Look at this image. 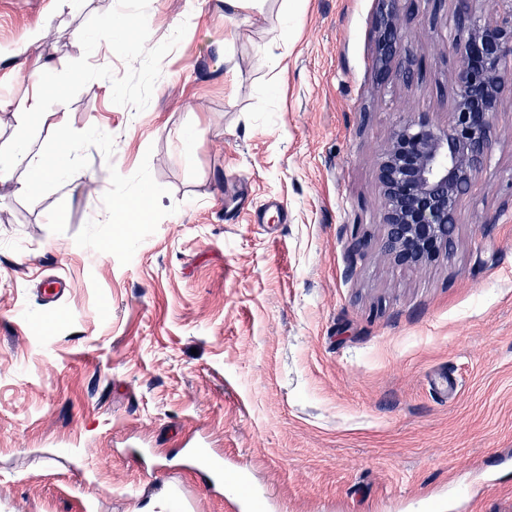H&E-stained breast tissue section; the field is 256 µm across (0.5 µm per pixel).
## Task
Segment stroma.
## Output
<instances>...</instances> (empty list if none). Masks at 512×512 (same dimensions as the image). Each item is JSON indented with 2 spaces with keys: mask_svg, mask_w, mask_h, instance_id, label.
Wrapping results in <instances>:
<instances>
[{
  "mask_svg": "<svg viewBox=\"0 0 512 512\" xmlns=\"http://www.w3.org/2000/svg\"><path fill=\"white\" fill-rule=\"evenodd\" d=\"M380 8L0 0V72L53 29L39 78L0 83V146L41 85L32 130L77 149L37 194L0 182V512H169L174 487L227 512L197 448L257 512H512V93L453 252L389 265L378 158L404 113L448 121L454 4L404 0L414 88L377 77ZM113 18L120 47L87 43Z\"/></svg>",
  "mask_w": 512,
  "mask_h": 512,
  "instance_id": "stroma-1",
  "label": "stroma"
}]
</instances>
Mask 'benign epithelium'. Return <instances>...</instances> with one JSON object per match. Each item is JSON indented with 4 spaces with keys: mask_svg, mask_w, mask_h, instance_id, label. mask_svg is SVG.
Returning <instances> with one entry per match:
<instances>
[{
    "mask_svg": "<svg viewBox=\"0 0 512 512\" xmlns=\"http://www.w3.org/2000/svg\"><path fill=\"white\" fill-rule=\"evenodd\" d=\"M377 19L378 74L408 85L423 77L424 64L404 45L399 2L381 0ZM458 56L454 107L444 126L424 112H408L378 160L385 203L382 257L397 266H418L452 251L459 203L484 168L496 143L495 116L502 95L512 92V6L474 18L476 0H453Z\"/></svg>",
    "mask_w": 512,
    "mask_h": 512,
    "instance_id": "obj_1",
    "label": "benign epithelium"
}]
</instances>
